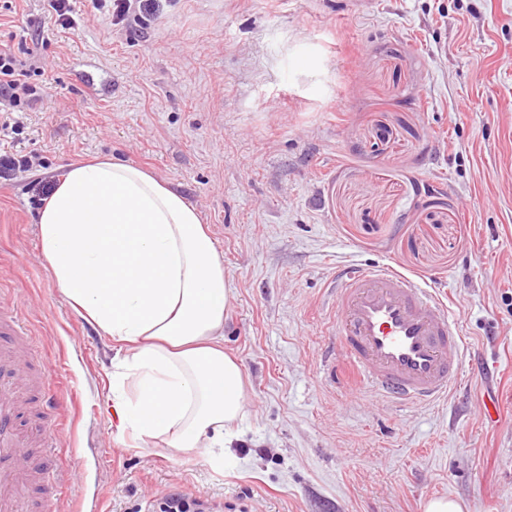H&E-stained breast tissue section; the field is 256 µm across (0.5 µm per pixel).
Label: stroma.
<instances>
[{
    "instance_id": "1",
    "label": "stroma",
    "mask_w": 512,
    "mask_h": 512,
    "mask_svg": "<svg viewBox=\"0 0 512 512\" xmlns=\"http://www.w3.org/2000/svg\"><path fill=\"white\" fill-rule=\"evenodd\" d=\"M70 7L64 30L47 0H0V47L45 95L0 135L33 162L0 179V295L74 394L47 462L73 473V512L177 491L215 512H512V0H157L119 25ZM103 155L169 183L224 256L248 398L223 466L117 435L118 347L43 259L39 189ZM365 263L445 296L466 352L446 400L391 406L329 377L328 285Z\"/></svg>"
}]
</instances>
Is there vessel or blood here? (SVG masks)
<instances>
[{
	"label": "vessel or blood",
	"instance_id": "b4317fda",
	"mask_svg": "<svg viewBox=\"0 0 512 512\" xmlns=\"http://www.w3.org/2000/svg\"><path fill=\"white\" fill-rule=\"evenodd\" d=\"M333 334L355 385L398 405L433 404L457 386L463 336L433 289L387 264L336 274ZM46 367L13 304L0 301V512H62L56 445L38 430L51 398Z\"/></svg>",
	"mask_w": 512,
	"mask_h": 512
}]
</instances>
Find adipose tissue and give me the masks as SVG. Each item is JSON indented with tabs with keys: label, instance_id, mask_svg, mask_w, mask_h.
<instances>
[{
	"label": "adipose tissue",
	"instance_id": "adipose-tissue-1",
	"mask_svg": "<svg viewBox=\"0 0 512 512\" xmlns=\"http://www.w3.org/2000/svg\"><path fill=\"white\" fill-rule=\"evenodd\" d=\"M37 224L61 292L124 348L107 398L118 434L222 463L247 389L224 349V257L197 209L150 173L99 157L67 172Z\"/></svg>",
	"mask_w": 512,
	"mask_h": 512
}]
</instances>
